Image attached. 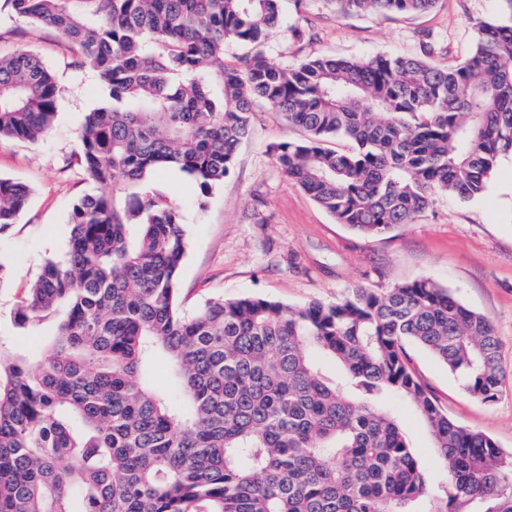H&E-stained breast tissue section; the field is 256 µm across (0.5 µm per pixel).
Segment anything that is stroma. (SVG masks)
<instances>
[{
    "instance_id": "obj_1",
    "label": "stroma",
    "mask_w": 512,
    "mask_h": 512,
    "mask_svg": "<svg viewBox=\"0 0 512 512\" xmlns=\"http://www.w3.org/2000/svg\"><path fill=\"white\" fill-rule=\"evenodd\" d=\"M498 11V0H438L432 11L413 16H339L325 0H287L285 24L270 36L266 54L275 64L293 67L321 55H415L431 41L434 61L453 64L471 52L476 22ZM294 23L304 38L293 35ZM21 50L36 52L62 88L55 122L41 139H0V176L30 191L17 222L0 234V260L10 271L0 289V345L24 353L33 343L46 346L53 339L54 325L31 335L17 325L15 311L44 263L65 254L73 205L96 191L76 155L84 115L106 100L107 89L99 72L76 64L52 30L1 13L0 55ZM305 137V130L260 103L252 133L222 184L201 191L175 168L146 178L142 193L167 200L185 224L182 309L190 313L208 300L243 295L300 306L334 301L358 284L388 288L432 278L493 322L506 377L498 399L484 404L426 350L409 346L411 364L453 420L512 452V157L499 161L479 196L437 194L416 223L365 237L336 223L277 164L274 145Z\"/></svg>"
}]
</instances>
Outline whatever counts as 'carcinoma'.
<instances>
[{
	"instance_id": "obj_1",
	"label": "carcinoma",
	"mask_w": 512,
	"mask_h": 512,
	"mask_svg": "<svg viewBox=\"0 0 512 512\" xmlns=\"http://www.w3.org/2000/svg\"><path fill=\"white\" fill-rule=\"evenodd\" d=\"M284 2L3 0L98 70L111 104L87 113L78 153L101 192L74 205L65 258L15 312L21 326L56 320L52 348L0 349V512H512V453L449 418L406 351L430 352L483 403L500 394L492 323L435 280L178 308L182 217L139 188L162 167L203 190L224 182L258 99L307 133L272 147L283 172L365 236L413 223L439 193L480 195L512 156V0L455 66L428 50L292 68L264 52ZM327 2L342 16L437 0ZM229 40L248 48L235 65ZM61 94L35 53L0 58V139L41 138ZM28 199L0 177V233ZM158 357L168 392L148 378ZM393 398L429 431L443 479Z\"/></svg>"
}]
</instances>
